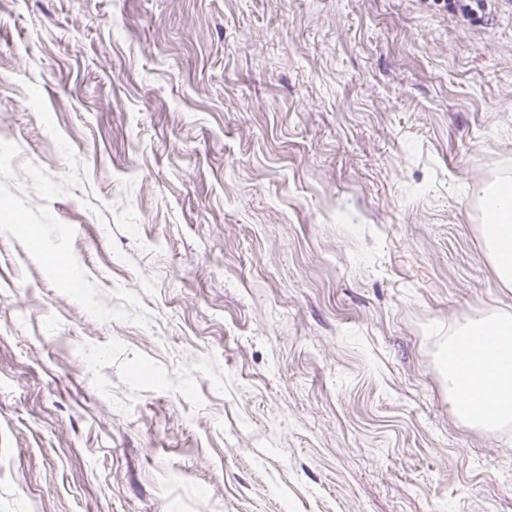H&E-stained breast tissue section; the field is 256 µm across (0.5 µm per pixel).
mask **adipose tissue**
I'll use <instances>...</instances> for the list:
<instances>
[{"label":"adipose tissue","mask_w":512,"mask_h":512,"mask_svg":"<svg viewBox=\"0 0 512 512\" xmlns=\"http://www.w3.org/2000/svg\"><path fill=\"white\" fill-rule=\"evenodd\" d=\"M482 235L501 287L512 288V193L489 192ZM441 375L453 414L487 431L512 424V314H477L449 336Z\"/></svg>","instance_id":"1"}]
</instances>
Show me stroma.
Returning a JSON list of instances; mask_svg holds the SVG:
<instances>
[{"mask_svg": "<svg viewBox=\"0 0 512 512\" xmlns=\"http://www.w3.org/2000/svg\"><path fill=\"white\" fill-rule=\"evenodd\" d=\"M510 178L506 0H0V512H512ZM497 188L485 194L490 206L489 224L482 225V235L488 257L498 283L512 288V193L497 195ZM441 375L453 414L487 431L512 424V314H477L448 337L441 352ZM465 376L472 397L458 387Z\"/></svg>", "mask_w": 512, "mask_h": 512, "instance_id": "obj_1", "label": "stroma"}]
</instances>
